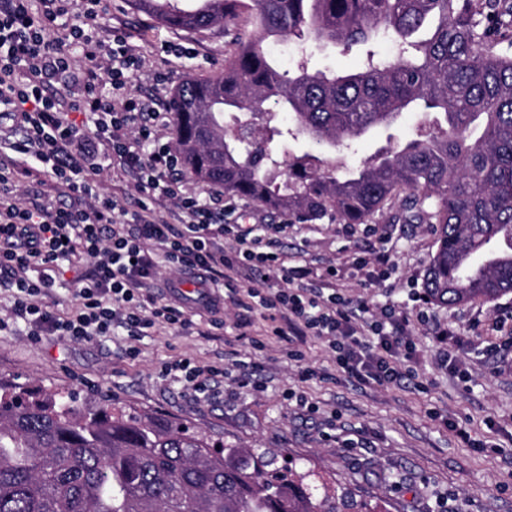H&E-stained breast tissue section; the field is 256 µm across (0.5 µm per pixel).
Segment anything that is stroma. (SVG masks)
I'll use <instances>...</instances> for the list:
<instances>
[{"label":"stroma","instance_id":"stroma-1","mask_svg":"<svg viewBox=\"0 0 512 512\" xmlns=\"http://www.w3.org/2000/svg\"><path fill=\"white\" fill-rule=\"evenodd\" d=\"M100 31L123 29L144 57L133 92L156 99L167 111L172 92L188 75L214 76L224 69L236 29L223 24L201 33L173 29L138 11L131 0H100ZM187 53L174 57L161 46ZM234 222L282 224V243L293 265L348 270L357 256L390 258L382 282L362 275L345 280L342 294L355 303L408 314L414 338L426 349L398 384L362 385L337 369L327 346L307 339L300 349L318 378L301 380L280 343L254 349L250 337L228 336L194 311L180 330L164 324L147 335L121 327L112 335L73 342L47 336L28 340L24 323L0 333V381L50 391H79L89 405L195 426L225 446L275 455L279 467L296 463L383 500L387 512H512V293L488 304L419 303L433 255L431 225L407 224L392 204L365 224L336 219L305 222L234 197ZM468 341L458 370L442 366L436 329ZM187 358L223 367L207 394L163 375L164 364ZM259 363L260 389L241 387L240 360ZM462 425L480 451L466 446L449 423Z\"/></svg>","mask_w":512,"mask_h":512}]
</instances>
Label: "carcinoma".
<instances>
[{"mask_svg":"<svg viewBox=\"0 0 512 512\" xmlns=\"http://www.w3.org/2000/svg\"><path fill=\"white\" fill-rule=\"evenodd\" d=\"M179 28L248 12L216 76L190 75L170 103L185 172L304 221L364 224L401 194L433 225L424 274L439 306L512 293V0H202ZM349 52L356 70L280 71L267 42ZM391 42L385 56L375 46ZM418 123L393 134L403 115ZM256 134L250 155L238 131ZM387 133L349 167L343 151ZM321 147L283 160L274 145ZM0 512H383L344 485L318 491L263 454L228 450L181 422L79 406L0 382Z\"/></svg>","mask_w":512,"mask_h":512,"instance_id":"carcinoma-1","label":"carcinoma"}]
</instances>
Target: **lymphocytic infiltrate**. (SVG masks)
Wrapping results in <instances>:
<instances>
[{
    "instance_id": "lymphocytic-infiltrate-1",
    "label": "lymphocytic infiltrate",
    "mask_w": 512,
    "mask_h": 512,
    "mask_svg": "<svg viewBox=\"0 0 512 512\" xmlns=\"http://www.w3.org/2000/svg\"><path fill=\"white\" fill-rule=\"evenodd\" d=\"M88 2L76 22L71 0H0V283L13 292L0 331L19 319L32 341H85L117 327L138 336L160 321L190 327L182 308L157 300L165 261L212 286L246 291L268 338L322 340L337 367L362 384L403 380L401 363L423 351L406 315L345 301L336 269L289 265L282 225L253 234L225 223L234 208L222 195L182 191L154 100L129 89L142 56L122 31L98 39V0ZM50 26L65 38H46ZM103 154L135 182L129 207L101 191ZM165 202L168 219L155 210ZM75 259L92 269L76 280L79 308L62 316L42 298L53 271Z\"/></svg>"
}]
</instances>
